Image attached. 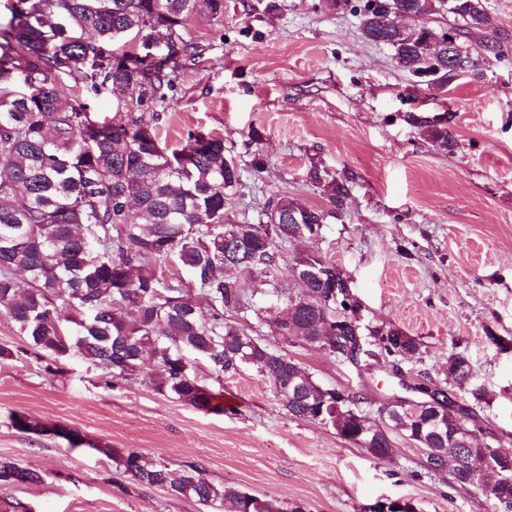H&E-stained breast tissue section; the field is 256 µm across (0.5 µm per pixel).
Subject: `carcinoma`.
<instances>
[{
    "label": "carcinoma",
    "instance_id": "obj_1",
    "mask_svg": "<svg viewBox=\"0 0 512 512\" xmlns=\"http://www.w3.org/2000/svg\"><path fill=\"white\" fill-rule=\"evenodd\" d=\"M471 0H355L363 37L391 47L397 65L417 72L432 59L421 39L391 25L390 7L425 25L451 14L456 30L486 29V10ZM10 17L0 24V312L27 348L0 347V360L22 354L78 355L110 380L143 377L153 389L192 407L224 411L219 394L195 369L205 361L218 377L238 370L241 357L270 384L291 416L312 420L314 406L336 392L251 327L227 317L247 313L258 293L246 277L272 286L282 270L279 242L312 239L329 219L340 220L351 204L354 174L336 177L311 165L308 179L323 206H306L277 194L256 224H238L228 200L241 187V169L226 153L224 138L189 132L169 149L158 135L165 104L173 98L178 61L196 47L184 39L192 19L224 15V0H8ZM123 86L112 120L90 116L88 101ZM424 124L439 147L453 153L456 141L440 117ZM234 230L224 240L225 229ZM329 263L315 250L295 255L288 276L304 262ZM192 274L195 287L163 267ZM306 302L288 305V320H267L274 336L314 348L341 351L354 362L419 351L420 343L396 327L373 328L360 342L338 326L348 308L336 304V281L311 284ZM202 295L208 309L198 307ZM155 362L144 371V355ZM464 355L448 356V379L461 383L470 368ZM384 427L383 456L395 453L393 433L412 442L423 434L431 454L423 467H447L455 483L472 484L466 461L485 449L453 450L430 428ZM91 449L113 461L135 484L190 498L207 512H306L208 481L197 464L171 467L136 451L109 445ZM38 472L0 461V487L34 484Z\"/></svg>",
    "mask_w": 512,
    "mask_h": 512
}]
</instances>
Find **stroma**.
<instances>
[{
	"mask_svg": "<svg viewBox=\"0 0 512 512\" xmlns=\"http://www.w3.org/2000/svg\"><path fill=\"white\" fill-rule=\"evenodd\" d=\"M490 27L464 37L482 79L447 94L398 67L389 46L367 41L349 6L327 0H225L222 17L184 32L194 56L179 63L178 90L162 114L163 143L188 132L223 137L241 167L231 201L254 221L274 192L308 206L324 200L307 181L311 162L356 174L348 213L313 241L278 244L283 260L314 249L352 281L363 324L396 327L421 345L396 363L352 364L271 337L323 385L353 396L378 419L383 404L442 388L475 416L480 444L512 451V0H484ZM501 47L502 56L480 50ZM445 116L456 140L443 152L408 115ZM265 161L256 171L254 156ZM464 354L467 382L448 378ZM204 383L236 410L213 413L163 396L145 382L106 386L78 356L0 360V459L38 471L36 485L0 488L31 512H201L192 500L136 486L90 445L199 464L213 483L309 512H365L406 500L419 512H485L481 487L422 468L421 448L394 435L392 460L347 444L331 427L288 415L255 366ZM481 389V400L472 392ZM76 430L83 446L18 431L11 416Z\"/></svg>",
	"mask_w": 512,
	"mask_h": 512,
	"instance_id": "stroma-1",
	"label": "stroma"
}]
</instances>
